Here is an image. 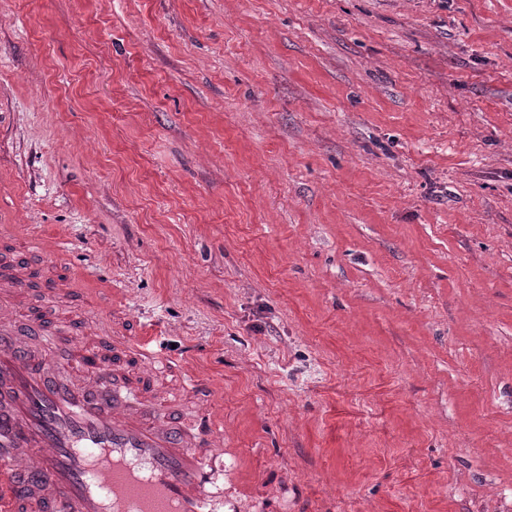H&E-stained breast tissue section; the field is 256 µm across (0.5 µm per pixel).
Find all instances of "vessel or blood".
I'll list each match as a JSON object with an SVG mask.
<instances>
[{
	"label": "vessel or blood",
	"mask_w": 512,
	"mask_h": 512,
	"mask_svg": "<svg viewBox=\"0 0 512 512\" xmlns=\"http://www.w3.org/2000/svg\"><path fill=\"white\" fill-rule=\"evenodd\" d=\"M32 277L19 258L0 281V512H224L215 418L182 422L170 397L131 401L104 380L112 356L129 358L143 379L175 361L107 326L97 332L102 359L90 363L78 322L75 352L54 373L33 349L45 331L37 315L26 333L11 331L15 296Z\"/></svg>",
	"instance_id": "obj_1"
}]
</instances>
